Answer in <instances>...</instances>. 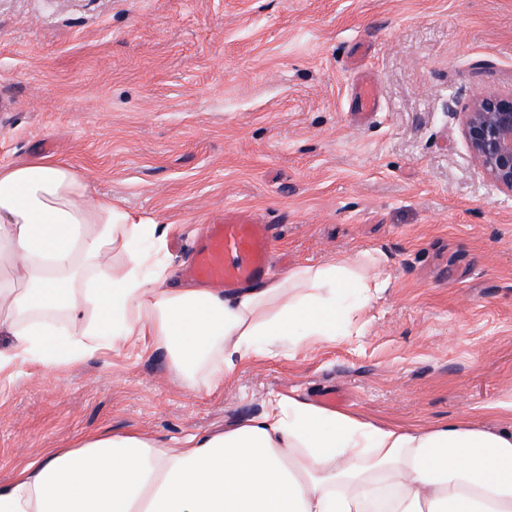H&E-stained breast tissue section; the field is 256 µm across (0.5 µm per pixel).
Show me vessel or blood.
<instances>
[{"instance_id": "b4317fda", "label": "vessel or blood", "mask_w": 512, "mask_h": 512, "mask_svg": "<svg viewBox=\"0 0 512 512\" xmlns=\"http://www.w3.org/2000/svg\"><path fill=\"white\" fill-rule=\"evenodd\" d=\"M272 259L269 225L239 211L204 225L186 276L216 289L229 290L257 282Z\"/></svg>"}]
</instances>
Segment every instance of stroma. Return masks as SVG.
<instances>
[{"instance_id":"1","label":"stroma","mask_w":512,"mask_h":512,"mask_svg":"<svg viewBox=\"0 0 512 512\" xmlns=\"http://www.w3.org/2000/svg\"><path fill=\"white\" fill-rule=\"evenodd\" d=\"M481 90L512 92V0H0V165L65 161L171 225L140 247L176 288L230 209L274 225L273 276L345 257L387 281L335 340L209 391L139 344L0 372V483L89 432L175 448L275 395L386 428L511 425L512 193L464 137Z\"/></svg>"}]
</instances>
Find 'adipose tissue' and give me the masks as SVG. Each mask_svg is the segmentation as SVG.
<instances>
[{"mask_svg":"<svg viewBox=\"0 0 512 512\" xmlns=\"http://www.w3.org/2000/svg\"><path fill=\"white\" fill-rule=\"evenodd\" d=\"M158 224L93 198L85 176L44 159L0 166V369L53 371L102 348L104 337L164 348L192 379L223 384L236 360L335 336L348 297L382 283L351 261L302 266L257 287L172 288L143 275L135 241ZM122 241L126 263L112 268ZM98 274L77 287L85 267ZM69 322L55 339L53 316ZM0 512H512V425L459 418L428 429L382 428L291 398L229 429L162 448L134 432L85 435L50 448L0 484Z\"/></svg>","mask_w":512,"mask_h":512,"instance_id":"1","label":"adipose tissue"}]
</instances>
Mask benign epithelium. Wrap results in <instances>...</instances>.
<instances>
[{
	"label": "benign epithelium",
	"mask_w": 512,
	"mask_h": 512,
	"mask_svg": "<svg viewBox=\"0 0 512 512\" xmlns=\"http://www.w3.org/2000/svg\"><path fill=\"white\" fill-rule=\"evenodd\" d=\"M464 134L485 173L512 193V93L477 94L465 113Z\"/></svg>",
	"instance_id": "1"
}]
</instances>
